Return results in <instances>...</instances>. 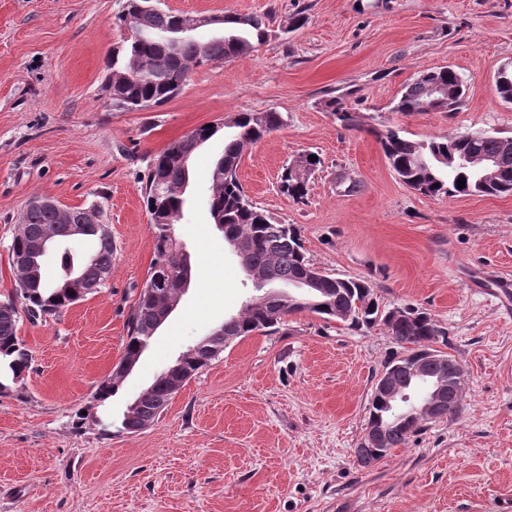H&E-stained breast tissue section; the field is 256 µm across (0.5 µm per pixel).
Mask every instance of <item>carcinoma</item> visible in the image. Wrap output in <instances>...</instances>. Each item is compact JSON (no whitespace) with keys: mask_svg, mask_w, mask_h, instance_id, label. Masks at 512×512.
<instances>
[{"mask_svg":"<svg viewBox=\"0 0 512 512\" xmlns=\"http://www.w3.org/2000/svg\"><path fill=\"white\" fill-rule=\"evenodd\" d=\"M191 24L192 19L170 10L144 11L143 33L139 37L123 39L122 51L112 56L110 74H126L125 81L112 83V105L126 111H140L161 106L179 93L188 77L190 67L224 62L245 54L262 44L268 30L263 18L236 15L224 16V35L200 42L187 33L178 31L180 24ZM441 86L444 100L433 105L442 112H455L466 96V87L452 68H439L420 74L394 103L392 111L412 114L426 111L433 88ZM336 121L345 129L362 126V116L342 100L327 102ZM282 125L280 113L241 112L230 119L236 129L233 136L224 139V153L217 160L211 177L209 208L214 223L224 227L225 239L241 242L240 261L246 275L256 277L254 286L263 289L272 284L300 288V293L288 295L283 291L269 293L248 301L240 313L198 342L196 353H184L179 367L180 375L173 379H156L139 396L138 405L128 411L121 421V429L135 434L157 420L168 408L175 390L174 381L181 383L217 360L231 342L252 333L274 328L284 317L301 311L319 315L327 322L347 323L352 327L384 326L395 341L410 346L408 354L391 360L396 382L417 389L419 384L411 377L409 358L419 356L428 380L439 376L448 381L441 411L410 417L407 412L398 415L370 400L368 422L385 430L383 447L362 445L355 449V457L363 467H371L384 458L391 449L403 445L409 436L427 420L440 419L458 411L462 390L455 383L457 368L439 359L442 351L433 344L447 336V331L427 310L408 305L406 314L392 317L391 310L379 309L371 285L366 280L326 276L323 290L299 287L314 265L307 257L299 229L292 224L274 223L262 209L255 206L239 180L237 171L245 148L264 139ZM221 126H200L172 142L154 155L147 166L144 204L154 233V257L145 283L158 278L163 284L164 296L158 299L140 292L127 321L124 355H141L158 330L168 302L180 300L183 283L191 279V259L173 240L174 225L178 223L184 206V188L189 183V163L201 143L211 139ZM377 142L390 167L399 179L420 194L437 197L493 196L512 193V137L484 133L445 136L416 141L401 136L397 131L374 130ZM506 158L503 169L492 181L481 182L468 170L455 166L460 155L472 150ZM465 187L458 188L459 178ZM281 180L286 184L284 194L297 202L307 194V181L290 175L285 168ZM68 223L58 221L54 206H25L19 217V229L11 245V256L29 251L32 243L51 233L60 252L59 279L49 284L37 266L26 285L15 288V296L0 301V361L8 362L13 377L18 379L30 369L32 355L18 336L21 315L30 320L53 316L87 295L105 286L112 269L114 244L112 237L89 228L83 235L95 240V251L87 256L69 252L71 239L68 226L88 224L87 216L79 208H67ZM125 373L118 367L98 385L93 400L103 405L114 396Z\"/></svg>","mask_w":512,"mask_h":512,"instance_id":"obj_1","label":"carcinoma"}]
</instances>
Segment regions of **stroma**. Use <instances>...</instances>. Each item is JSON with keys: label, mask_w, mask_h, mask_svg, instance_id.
<instances>
[{"label": "stroma", "mask_w": 512, "mask_h": 512, "mask_svg": "<svg viewBox=\"0 0 512 512\" xmlns=\"http://www.w3.org/2000/svg\"><path fill=\"white\" fill-rule=\"evenodd\" d=\"M124 2L0 0V301L14 292L9 247L32 198L100 207L116 243L105 288L19 322L32 364L0 396V512H501L512 503V307L486 291L512 280V194L421 195L369 130L512 136V103L494 82L512 63V0H163L188 16L264 17L269 36L192 68L176 98L139 112L103 90ZM444 66L467 86L460 111H393L416 76ZM334 97L364 129L337 124L325 107ZM270 109L282 126L239 165L249 197L298 226L316 267L370 280L380 307L428 309L447 331L437 350L464 373L458 413L427 421L371 467L354 450L372 387L406 350L385 327L309 311L231 344L145 430L116 429L181 352L255 294L208 208L220 134L193 158L174 226L190 285L117 394L92 400L122 356L153 258L150 158L199 126ZM307 150L322 166L297 202L278 182Z\"/></svg>", "instance_id": "1"}]
</instances>
